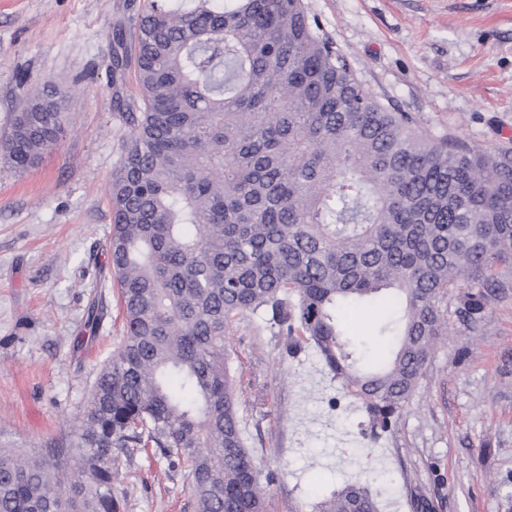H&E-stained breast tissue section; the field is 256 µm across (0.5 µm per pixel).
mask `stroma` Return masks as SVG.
Masks as SVG:
<instances>
[{
	"label": "stroma",
	"instance_id": "35a3bbf8",
	"mask_svg": "<svg viewBox=\"0 0 512 512\" xmlns=\"http://www.w3.org/2000/svg\"><path fill=\"white\" fill-rule=\"evenodd\" d=\"M362 86L432 137L482 150L512 147V0H304ZM140 0H0V138L46 83L72 88L67 131L24 173L0 160V448L43 454L72 439L95 378L123 338L106 244L112 172L127 132L113 109L115 23ZM103 308L95 329L89 303ZM393 302L350 314L365 356L389 354L377 335ZM419 383L390 431L371 438L358 401L313 346L260 317L235 320L228 369L242 438L265 478L268 512H311L348 482L383 512H512V288L478 321L448 313ZM121 512H194L188 471L159 449L120 455Z\"/></svg>",
	"mask_w": 512,
	"mask_h": 512
}]
</instances>
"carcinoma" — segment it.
Here are the masks:
<instances>
[{"label": "carcinoma", "mask_w": 512, "mask_h": 512, "mask_svg": "<svg viewBox=\"0 0 512 512\" xmlns=\"http://www.w3.org/2000/svg\"><path fill=\"white\" fill-rule=\"evenodd\" d=\"M112 101L127 127L112 173L110 269L125 336L99 371L70 443L85 485L45 455L0 448V512H120L112 461L158 448L189 470L194 512H267L225 366L245 313L314 344L371 429L387 431L422 376L442 306L465 288L474 322L512 286V150L421 133L376 100L304 0H143L114 27ZM73 97L27 100L0 156L24 171L55 145ZM396 303L395 347L361 369L349 312ZM314 512H382L348 483Z\"/></svg>", "instance_id": "carcinoma-1"}]
</instances>
